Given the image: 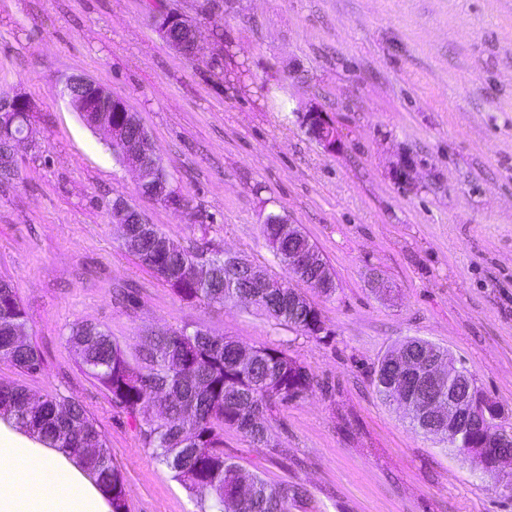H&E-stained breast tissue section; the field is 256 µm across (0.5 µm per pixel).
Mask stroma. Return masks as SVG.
I'll list each match as a JSON object with an SVG mask.
<instances>
[{"instance_id": "obj_1", "label": "stroma", "mask_w": 512, "mask_h": 512, "mask_svg": "<svg viewBox=\"0 0 512 512\" xmlns=\"http://www.w3.org/2000/svg\"><path fill=\"white\" fill-rule=\"evenodd\" d=\"M160 10L199 26L195 56L155 32ZM72 75L137 114L182 206L140 195L60 96ZM15 93L34 105L36 142L0 183V279L43 365L0 361V384L83 405L125 479L127 512H199L200 496L86 374L65 341L78 322L137 363L140 336L183 328L302 362L314 386L276 412L269 446L228 430L224 450L245 472L302 484L308 512H512V492L416 431L375 374L405 339L431 341L512 431V0H0V95ZM308 111L336 127V147L309 134ZM118 198L184 247L205 242L276 277L263 224L287 216L335 274L329 296L289 279L329 338L240 302L182 300L126 245Z\"/></svg>"}]
</instances>
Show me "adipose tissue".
<instances>
[{"instance_id":"ef3b65f1","label":"adipose tissue","mask_w":512,"mask_h":512,"mask_svg":"<svg viewBox=\"0 0 512 512\" xmlns=\"http://www.w3.org/2000/svg\"><path fill=\"white\" fill-rule=\"evenodd\" d=\"M0 512H112V495L74 449L0 419Z\"/></svg>"}]
</instances>
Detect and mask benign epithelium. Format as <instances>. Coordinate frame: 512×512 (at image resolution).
<instances>
[{"label":"benign epithelium","mask_w":512,"mask_h":512,"mask_svg":"<svg viewBox=\"0 0 512 512\" xmlns=\"http://www.w3.org/2000/svg\"><path fill=\"white\" fill-rule=\"evenodd\" d=\"M182 26L187 32L188 43H171L169 47L183 56H190L199 47V32L195 23L182 15L171 12L155 16V30L161 38H166L167 29L173 25ZM61 96L68 99L72 108L80 113H94L101 117L98 129L103 131L112 143V152L124 166L137 173L140 194L154 200L166 197L168 188L155 178L154 169L148 161L152 148L147 132L138 139L130 140L123 132L122 125L107 123L102 116L108 113L128 111L124 101L99 86L93 80L82 76H69L63 82ZM29 100L15 95L0 100V113L31 112ZM304 122L314 138L327 148L339 142V134L334 126L319 112L304 115ZM112 219L115 224H145L144 214L134 205L118 198L112 204ZM268 224L280 225L282 236L300 237L299 228L288 222L282 215L266 219ZM316 264L313 252L308 248L288 254V268L295 273L307 271ZM399 376L391 381L393 391L391 401L412 410V421L421 431L445 433L448 444L460 442L463 430L476 431L483 428L490 416H501L502 410L491 402L477 387L469 371L456 366L451 358H436L425 355L421 358L404 357L398 362ZM473 453L489 461L490 466L500 469L512 463V435L506 432L496 438L469 443Z\"/></svg>","instance_id":"7a95c632"}]
</instances>
